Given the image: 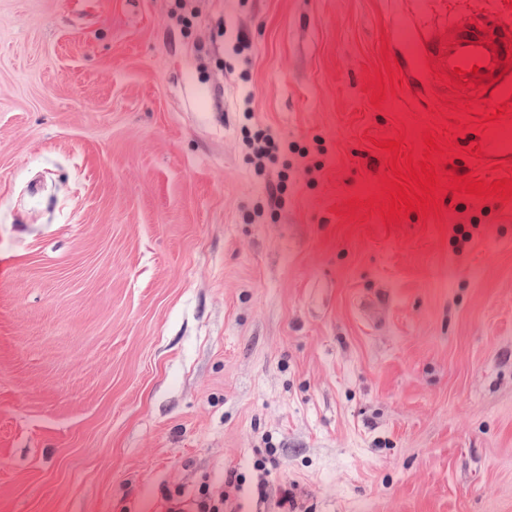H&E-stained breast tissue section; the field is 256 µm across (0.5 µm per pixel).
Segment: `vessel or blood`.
<instances>
[{
    "label": "vessel or blood",
    "instance_id": "b4317fda",
    "mask_svg": "<svg viewBox=\"0 0 512 512\" xmlns=\"http://www.w3.org/2000/svg\"><path fill=\"white\" fill-rule=\"evenodd\" d=\"M445 14L436 27L422 28L406 21L396 42L406 46L405 74L434 69L448 86H461L469 98L462 114L480 109L483 121L481 153L512 155V138L503 133L501 119L491 111L512 105V15L491 0H444Z\"/></svg>",
    "mask_w": 512,
    "mask_h": 512
}]
</instances>
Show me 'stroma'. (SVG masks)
I'll return each instance as SVG.
<instances>
[{
	"instance_id": "35a3bbf8",
	"label": "stroma",
	"mask_w": 512,
	"mask_h": 512,
	"mask_svg": "<svg viewBox=\"0 0 512 512\" xmlns=\"http://www.w3.org/2000/svg\"><path fill=\"white\" fill-rule=\"evenodd\" d=\"M438 2L201 0L186 30L171 0H0V512H161L233 471L241 512L284 484L512 512V197L450 187L512 170L392 43ZM255 125L290 147L278 208ZM430 132L436 213L382 217L380 142L419 162Z\"/></svg>"
}]
</instances>
